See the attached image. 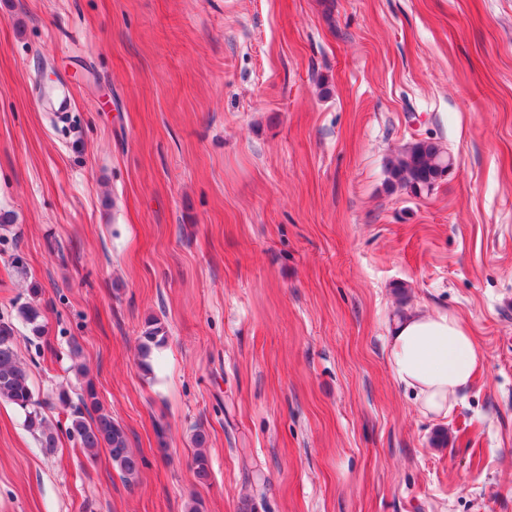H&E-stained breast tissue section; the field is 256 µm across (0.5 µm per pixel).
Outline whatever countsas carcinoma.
<instances>
[{"label": "carcinoma", "instance_id": "cac0c4a2", "mask_svg": "<svg viewBox=\"0 0 512 512\" xmlns=\"http://www.w3.org/2000/svg\"><path fill=\"white\" fill-rule=\"evenodd\" d=\"M453 160L437 143L418 140L407 145L399 156L390 162L388 173L392 184L414 193L431 190L438 181L440 170L451 167ZM19 315L30 326L33 338L44 340V324L40 310L33 305H22ZM167 332L156 319L145 324L140 336L141 366L150 369L149 358L153 350L165 343ZM0 400L12 404L23 412L27 429L38 435L41 447L48 451L57 448L58 433L44 413L43 402L34 398L29 375L18 359L13 327L0 322ZM48 403L69 411L67 435L77 439L85 452L94 456L102 447L108 450L112 466L126 482L133 483L140 472L141 459L130 447L125 429L112 418L102 405L95 384L86 380L78 404H72L67 390L59 389Z\"/></svg>", "mask_w": 512, "mask_h": 512}]
</instances>
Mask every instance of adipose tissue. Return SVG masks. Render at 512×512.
I'll list each match as a JSON object with an SVG mask.
<instances>
[{
    "label": "adipose tissue",
    "mask_w": 512,
    "mask_h": 512,
    "mask_svg": "<svg viewBox=\"0 0 512 512\" xmlns=\"http://www.w3.org/2000/svg\"><path fill=\"white\" fill-rule=\"evenodd\" d=\"M386 363L395 381L410 391L419 412L442 422L475 382L483 361L461 318L414 306L393 321Z\"/></svg>",
    "instance_id": "obj_1"
}]
</instances>
